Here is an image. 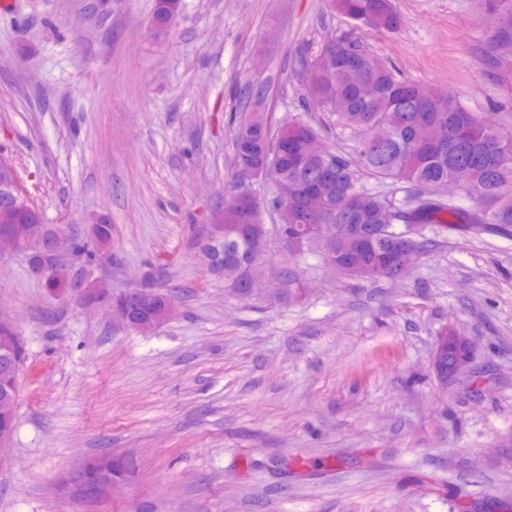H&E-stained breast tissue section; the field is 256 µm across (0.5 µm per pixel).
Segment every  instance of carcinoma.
Masks as SVG:
<instances>
[{
    "instance_id": "carcinoma-1",
    "label": "carcinoma",
    "mask_w": 512,
    "mask_h": 512,
    "mask_svg": "<svg viewBox=\"0 0 512 512\" xmlns=\"http://www.w3.org/2000/svg\"><path fill=\"white\" fill-rule=\"evenodd\" d=\"M335 6L354 20L378 29L394 31L401 17L393 0H334ZM180 0H157L152 24L164 32L169 20L180 12ZM298 77L303 86L301 107L315 105L336 117V124L350 130L361 168L328 147L309 122L296 119L272 134L255 118L240 123L234 139V162L247 170L237 171L245 181L274 172L278 187L272 195L249 194V207L242 204L240 191L224 202V225L235 232L218 240H204L198 254L203 262L213 252L224 253V271L207 270L224 279L230 288L242 291L235 264L247 259L250 270L261 272V253L255 238L268 232L254 216L265 209L279 213L288 226V248L303 249L309 226L324 224L336 230V271L353 276L352 269L370 272L369 279L396 281L408 266L407 256L430 245L422 235L429 224L450 230L490 228L512 233V131L487 125L466 111L452 94L399 77L395 71L357 43L330 37L322 54L301 65ZM442 126L448 137L435 142L429 130ZM294 144V152L281 154V141ZM332 178L320 182L321 207H309L300 186L317 179L326 168ZM391 184H407L398 199L395 192H371L363 184L361 171ZM463 183L466 194L477 201L463 209L445 197L448 181ZM16 224H41L38 208L27 203L16 208ZM401 224L404 230H395ZM46 290L65 297L70 289L64 272H54L43 283ZM13 392L0 375V417L13 429Z\"/></svg>"
}]
</instances>
